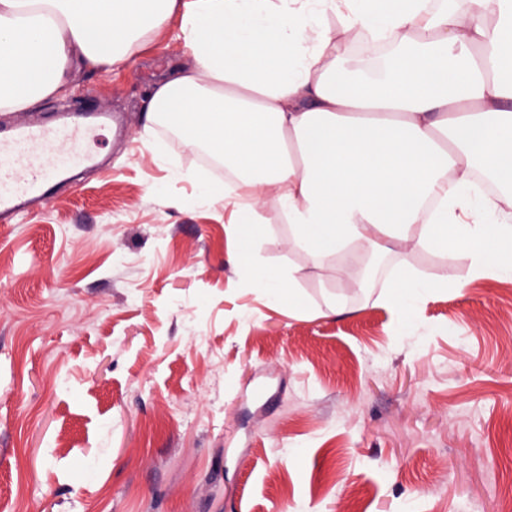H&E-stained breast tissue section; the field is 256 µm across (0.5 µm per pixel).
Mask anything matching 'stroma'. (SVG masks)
<instances>
[{
	"label": "stroma",
	"mask_w": 512,
	"mask_h": 512,
	"mask_svg": "<svg viewBox=\"0 0 512 512\" xmlns=\"http://www.w3.org/2000/svg\"><path fill=\"white\" fill-rule=\"evenodd\" d=\"M185 60L168 31L68 71L64 98L123 126L0 224V512H512V278L389 241L355 244L380 260L357 288L276 222L254 255L309 309L250 287L197 153L147 120ZM402 267L453 281L407 328L383 299Z\"/></svg>",
	"instance_id": "obj_1"
}]
</instances>
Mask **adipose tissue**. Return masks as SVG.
I'll use <instances>...</instances> for the list:
<instances>
[{"label": "adipose tissue", "instance_id": "1", "mask_svg": "<svg viewBox=\"0 0 512 512\" xmlns=\"http://www.w3.org/2000/svg\"><path fill=\"white\" fill-rule=\"evenodd\" d=\"M171 24L189 61L147 117L223 156V186L198 192L236 239L270 207L316 262L412 240L512 276V0H0V110L61 93L73 65L123 67ZM239 265L304 308L292 270ZM447 285L401 269L386 298L404 320Z\"/></svg>", "mask_w": 512, "mask_h": 512}]
</instances>
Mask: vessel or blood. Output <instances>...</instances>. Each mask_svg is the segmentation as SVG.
<instances>
[{
	"label": "vessel or blood",
	"mask_w": 512,
	"mask_h": 512,
	"mask_svg": "<svg viewBox=\"0 0 512 512\" xmlns=\"http://www.w3.org/2000/svg\"><path fill=\"white\" fill-rule=\"evenodd\" d=\"M109 113H61L54 122L18 118L0 127V218L38 202L73 170L93 165L85 148L92 129L111 126Z\"/></svg>",
	"instance_id": "b4317fda"
}]
</instances>
